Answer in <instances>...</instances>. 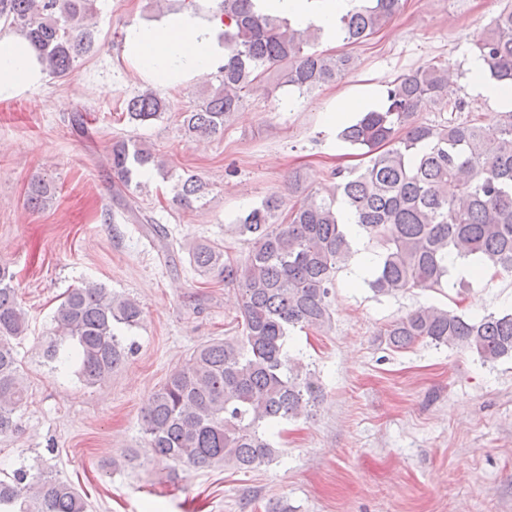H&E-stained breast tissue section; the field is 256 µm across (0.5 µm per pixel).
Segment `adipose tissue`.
<instances>
[{
	"instance_id": "1",
	"label": "adipose tissue",
	"mask_w": 512,
	"mask_h": 512,
	"mask_svg": "<svg viewBox=\"0 0 512 512\" xmlns=\"http://www.w3.org/2000/svg\"><path fill=\"white\" fill-rule=\"evenodd\" d=\"M359 0H256L260 11L285 19L298 31L309 25L322 30L325 42L339 39L338 21ZM224 25L192 10L172 14L162 22L130 26L124 54L149 81L164 84L188 80L224 63ZM36 50L25 39L0 34V98L40 85L45 79Z\"/></svg>"
}]
</instances>
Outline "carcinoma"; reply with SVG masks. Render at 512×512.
<instances>
[{
	"instance_id": "1",
	"label": "carcinoma",
	"mask_w": 512,
	"mask_h": 512,
	"mask_svg": "<svg viewBox=\"0 0 512 512\" xmlns=\"http://www.w3.org/2000/svg\"><path fill=\"white\" fill-rule=\"evenodd\" d=\"M213 16L224 19V65L216 84L193 108L182 112L191 139L224 135V124L261 87L267 95L288 88L308 93L333 83L353 65L348 54L318 50L321 29L294 30L286 20L255 9L254 0H214ZM401 0H360L339 19L341 41L362 43L385 26ZM92 0H0V21L20 30L45 62L49 75L67 76L76 58L91 48L83 21ZM489 79L512 86V0L474 40ZM434 102L458 112L448 100V66L429 64L398 76L386 103L343 127L339 137L363 150L367 164L334 173L327 197L306 194L289 211L278 195L263 199L236 219L249 245L241 260L201 244L190 264L202 278L233 288L238 298V335L196 346L148 398L143 433L155 455L175 465L203 470L218 464L251 471L279 456L269 440L284 422L309 417L324 398L316 371L290 355L296 329L332 327L336 273L354 250L337 208L342 200L368 240L380 249L368 285L377 296L448 284L454 257H472L481 269L512 273V110L493 126L448 120L430 125L417 119ZM169 103L151 89L125 101L132 122L156 119ZM119 179L115 200L138 219L130 192L133 180L154 169L168 177L148 147L116 140L109 153ZM205 185L194 174L177 179L174 202L191 209ZM54 193L43 178L30 183L27 204L45 208ZM14 273L0 266V434L17 427L27 401L15 341L28 329L13 288ZM142 320L137 300L101 284L70 289L53 315L47 359L78 366L79 378L94 386L134 353L123 330ZM392 349L415 344L459 348L484 362L512 358V312L468 318L423 305L383 331ZM70 483L47 472L20 468L0 480V512H87Z\"/></svg>"
}]
</instances>
